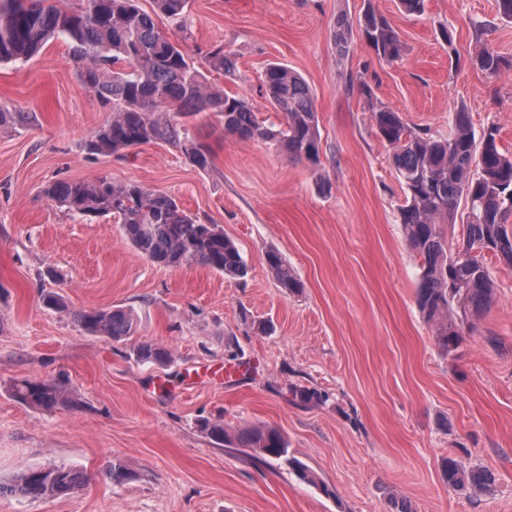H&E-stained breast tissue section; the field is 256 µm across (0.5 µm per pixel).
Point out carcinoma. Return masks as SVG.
<instances>
[{
    "instance_id": "cac0c4a2",
    "label": "carcinoma",
    "mask_w": 512,
    "mask_h": 512,
    "mask_svg": "<svg viewBox=\"0 0 512 512\" xmlns=\"http://www.w3.org/2000/svg\"><path fill=\"white\" fill-rule=\"evenodd\" d=\"M137 2L78 0L73 7L64 0H0V63L23 65L50 39L67 41L83 86L111 112L84 143L92 155L107 156L163 141L176 145L205 170L210 164L207 147L175 117L209 111L220 115L226 134L271 143L292 157L319 162L317 112L312 92L299 75L280 64L266 67L265 94L283 121L264 125L246 99L210 85L181 41L160 34ZM154 3L188 39V0ZM358 28L379 58L401 57L403 45L397 33L372 3H367ZM353 38L349 19L338 18L334 43L340 56L350 53ZM206 63L229 75L236 71L235 61L220 47L207 53ZM473 64L495 76L512 69V62L489 48L479 50ZM357 89L367 99L380 138L392 150L404 189L402 231L419 259L415 303L432 326L439 348L447 352L460 342L469 320L482 314L494 298L485 253L512 266V231L507 227L512 219V153L498 145L493 126L476 139L466 112L453 114L448 137L433 139L375 101L366 81L358 80ZM32 120L29 112L0 105V132L24 128ZM43 195L82 217L117 219L130 244L153 264L200 265L233 279L248 274L238 246L219 225L201 222L164 192L103 177L92 182L55 180L45 185ZM265 262L285 292L302 288L278 252H266ZM73 319L87 333L114 341L128 340L135 333L133 314L123 308L84 309ZM136 355L143 364L170 359L166 348L150 342L138 344ZM12 393L21 403L43 410L69 399L62 386L37 379L15 383ZM237 446L252 449L262 461L287 465L299 481L332 494L305 463L289 455L288 442L277 429L245 430L237 437ZM443 480L454 489L476 490L489 475L449 458L443 465ZM86 483L84 472L74 467L29 468L11 483H0V496L48 499L80 490Z\"/></svg>"
}]
</instances>
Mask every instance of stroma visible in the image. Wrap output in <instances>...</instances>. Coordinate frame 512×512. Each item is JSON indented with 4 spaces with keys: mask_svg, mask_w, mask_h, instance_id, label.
I'll use <instances>...</instances> for the list:
<instances>
[{
    "mask_svg": "<svg viewBox=\"0 0 512 512\" xmlns=\"http://www.w3.org/2000/svg\"><path fill=\"white\" fill-rule=\"evenodd\" d=\"M369 0H189L196 66L213 47L236 74L209 83L245 98L259 119L282 116L263 90L265 67L299 74L315 99L320 162L224 132L202 112L183 123L210 149L208 169L169 143L103 157L81 144L109 117L81 83L61 39L23 65L0 64V104L34 122L0 132V483L52 465L83 470L86 487L53 499L0 496V512H512V267L486 263L492 305L455 351L443 353L415 304L418 261L401 229L405 194L368 104L349 81L433 137L453 112L475 135L497 127L512 152V70L471 63L487 47L512 59V23L496 0H370L406 47L389 62L355 40L338 57L339 16L357 21ZM332 184L329 194L317 177ZM134 180L220 225L248 267L244 279L200 265L163 267L142 257L113 218L74 215L43 197L54 180ZM281 254L303 288L285 294L265 254ZM67 311L44 307L47 292ZM131 310L129 341L86 333L88 308ZM266 320L269 333L251 320ZM165 347L164 365L138 362L136 342ZM23 379L55 381L73 404L50 411L14 398ZM304 391L296 398L292 389ZM220 418L228 434L278 429L320 478L218 444L199 428ZM490 476L481 493L449 488L446 458ZM134 480L115 485L111 464Z\"/></svg>",
    "mask_w": 512,
    "mask_h": 512,
    "instance_id": "obj_1",
    "label": "stroma"
}]
</instances>
